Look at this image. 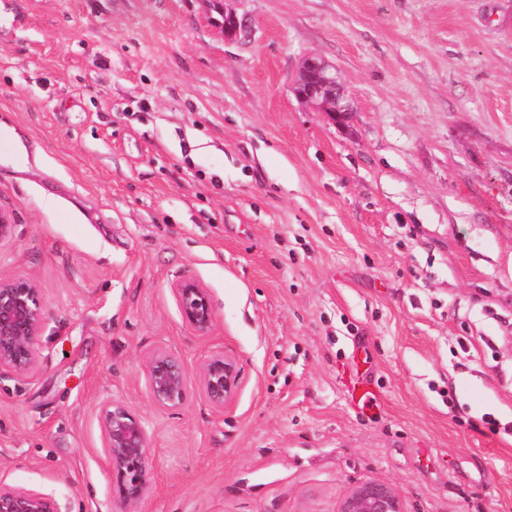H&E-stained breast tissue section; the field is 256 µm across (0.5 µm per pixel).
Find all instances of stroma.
<instances>
[{"mask_svg":"<svg viewBox=\"0 0 512 512\" xmlns=\"http://www.w3.org/2000/svg\"><path fill=\"white\" fill-rule=\"evenodd\" d=\"M0 0V279L41 288L0 375V480L113 512L99 426L151 435L140 512H512V0ZM328 62L347 126L300 104ZM207 288L195 336L172 285ZM164 347L237 362L223 412L157 407ZM375 394L355 403L347 374ZM496 419V427L485 417ZM340 512H404L395 489L384 481L357 486L342 503Z\"/></svg>","mask_w":512,"mask_h":512,"instance_id":"stroma-1","label":"stroma"}]
</instances>
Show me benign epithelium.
<instances>
[{"label": "benign epithelium", "mask_w": 512, "mask_h": 512, "mask_svg": "<svg viewBox=\"0 0 512 512\" xmlns=\"http://www.w3.org/2000/svg\"><path fill=\"white\" fill-rule=\"evenodd\" d=\"M295 98L309 108L343 124L353 109L331 66L317 56L304 58L292 83ZM182 318L197 336L211 335L215 316L207 289L184 279L174 285ZM46 320L41 288L26 276L0 280V373L30 375L37 369L35 345ZM146 385L155 405L176 408L191 392V382L181 359L158 348L146 358ZM235 363L213 353L201 363L196 393L221 413L235 395ZM103 447L113 478L112 497L118 512H138L150 486L151 439L141 419L124 404L109 402L101 410ZM0 512H58L52 494L11 486L0 480ZM340 512H404L395 489L384 481L357 486L342 503Z\"/></svg>", "instance_id": "obj_1"}]
</instances>
